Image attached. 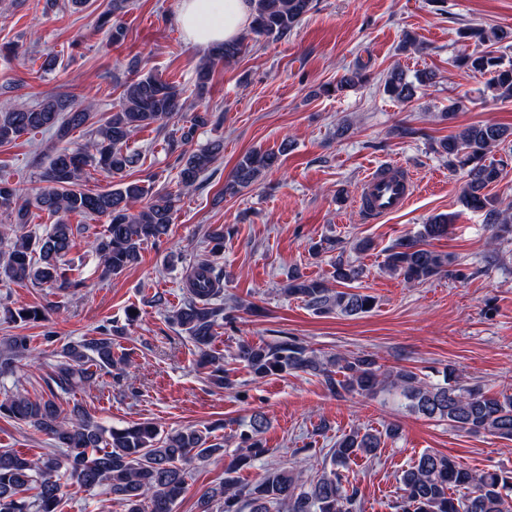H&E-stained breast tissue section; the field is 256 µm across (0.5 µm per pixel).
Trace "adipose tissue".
<instances>
[{
	"label": "adipose tissue",
	"instance_id": "adipose-tissue-1",
	"mask_svg": "<svg viewBox=\"0 0 512 512\" xmlns=\"http://www.w3.org/2000/svg\"><path fill=\"white\" fill-rule=\"evenodd\" d=\"M250 0H180L179 22L187 37L203 49L240 37Z\"/></svg>",
	"mask_w": 512,
	"mask_h": 512
}]
</instances>
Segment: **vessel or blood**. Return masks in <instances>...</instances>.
Listing matches in <instances>:
<instances>
[{
    "label": "vessel or blood",
    "mask_w": 512,
    "mask_h": 512,
    "mask_svg": "<svg viewBox=\"0 0 512 512\" xmlns=\"http://www.w3.org/2000/svg\"><path fill=\"white\" fill-rule=\"evenodd\" d=\"M413 192L412 175L405 172L402 165L392 163L375 168L365 177L359 205L383 217L402 211Z\"/></svg>",
    "instance_id": "1"
}]
</instances>
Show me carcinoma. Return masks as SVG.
<instances>
[{
    "label": "carcinoma",
    "instance_id": "obj_1",
    "mask_svg": "<svg viewBox=\"0 0 512 512\" xmlns=\"http://www.w3.org/2000/svg\"><path fill=\"white\" fill-rule=\"evenodd\" d=\"M249 33L256 37L281 38L288 35L314 8V0H250ZM129 0H112V8L100 14L99 26H109L112 43L126 37L122 15ZM469 37L485 50L455 59L475 75L487 77L486 88L500 100L512 99V63L506 65L493 46L509 34L501 29L476 25L467 28ZM246 37L210 49L198 71V94L208 84L214 68L237 59L246 49ZM134 76L120 84L122 92L106 121L90 130L86 143L74 147L72 132L90 119L93 105L64 94L23 107H0V144L11 143L33 132H50L53 154L43 166L44 186L31 194L26 189L0 179V216L7 225L0 230V282L66 290L78 288L83 280L69 275L66 255L74 247L72 215L84 219L103 218L106 229L87 241L90 252L100 261L102 272L117 275L136 264L142 245L168 235L178 196L152 192L137 182H127L128 170L136 162L127 151L130 139L139 131L161 126L183 110V89L179 84L151 72L140 73V61L129 65ZM434 74L423 72L408 79L395 67L384 80V93L400 102L414 97L416 85L431 83ZM208 111L196 112L188 125L173 130L168 137L169 152L176 154L178 184L193 191L201 184L221 151V143L187 148L197 128L212 121ZM512 136V129L494 122L472 125L439 141L437 152L448 157V166L466 171L461 202L469 210L482 212L497 240L512 235V209L499 207L498 198L487 192L503 179V169L483 158ZM280 154L252 150L235 165L224 182V194L235 196L254 184L262 171L279 165ZM93 168L111 179L109 189L92 192L82 187L86 170ZM57 217L43 235L25 228L34 212ZM454 216L439 214L421 229L399 239L385 256V267L407 284H420L448 274L453 262L449 255L426 248V241L448 235ZM359 276L354 266L336 262L333 279L348 285ZM187 300L172 310L173 323L187 333L200 354L201 362L212 366L211 381L228 388L232 381L224 372V357L212 349L217 327L224 324V271L208 259L191 266L184 279ZM285 292L300 298L319 313L337 311L345 316L369 312L370 295L348 288L334 290L325 282L301 275L290 278ZM46 309L0 306V318L7 322H36ZM123 329L113 324L97 327V335L68 343L56 352L53 378L61 391L94 385L99 372L112 369L117 359L113 346ZM31 339L14 335L0 350V374L12 370L15 362L29 357ZM236 359L256 378L288 372H305L322 379L333 395L373 396L393 391L411 411L430 419L446 421L451 427L471 435L490 434L512 441V395H490L478 385L463 383L448 371L442 384H431L413 370L384 369L370 355H336L320 360L294 336L271 342L238 345ZM53 398L33 401L21 392L0 400V416L35 428L63 450L65 460L54 454L29 459L11 449L0 450V512H59L63 498L60 469L69 479L93 489L105 486L124 512H174L188 478L186 464L224 454V443L208 432L188 427L169 432L155 423L136 422L127 427H106L81 405L61 417ZM266 427L260 413L241 433L238 455L224 467V481L206 489L200 497L202 512H361L358 489L349 475V464L360 455L371 457L381 444V435L356 431L344 436L329 450L330 466L312 479L304 478L303 462L266 469L252 483L240 480L241 467L264 456L259 435ZM401 494L395 503L398 512H512V472L477 473L453 458L424 452L401 476ZM34 491L23 497L24 491Z\"/></svg>",
    "mask_w": 512,
    "mask_h": 512
}]
</instances>
